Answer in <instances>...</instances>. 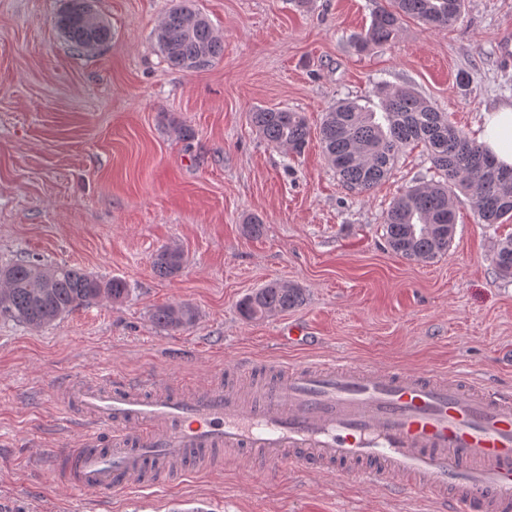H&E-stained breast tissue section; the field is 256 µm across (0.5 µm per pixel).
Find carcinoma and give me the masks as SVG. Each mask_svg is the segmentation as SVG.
<instances>
[{
	"mask_svg": "<svg viewBox=\"0 0 512 512\" xmlns=\"http://www.w3.org/2000/svg\"><path fill=\"white\" fill-rule=\"evenodd\" d=\"M93 0H69L57 17V27L78 52L106 45L111 28L91 26L85 13ZM465 0H391V6L374 13L367 30L355 42L357 51L390 41L405 17L431 28L447 27L461 16ZM157 43L173 67L197 71L219 60L224 43L195 0H178L155 33ZM382 112L377 114L353 101H342L324 113L318 138L331 168L340 181L358 194L365 193L390 174L404 148L421 143L432 168L441 179L412 186L387 210L383 230L389 248L407 260H434L445 254L456 230L458 193L470 195L480 224H500L512 219V168L498 165L481 145L454 126L445 112L409 86L377 87ZM252 126L275 147L299 154L307 145L311 128L300 112L261 108L249 114ZM499 276L512 281V236L501 240L493 253ZM183 255L162 247L152 255V267L164 278L179 273ZM14 287L0 297V317L34 328L47 326L73 310L102 299L118 302L128 292L117 277L95 278L71 265H45L23 257L0 268ZM302 289L271 282L239 302L241 315L260 320L303 303ZM152 320L163 329H180L196 320L185 303L159 306Z\"/></svg>",
	"mask_w": 512,
	"mask_h": 512,
	"instance_id": "obj_1",
	"label": "carcinoma"
}]
</instances>
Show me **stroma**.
<instances>
[{
	"mask_svg": "<svg viewBox=\"0 0 512 512\" xmlns=\"http://www.w3.org/2000/svg\"><path fill=\"white\" fill-rule=\"evenodd\" d=\"M387 0H196L224 40L201 71L172 68L155 31L173 0H96L112 39L74 52L56 25L68 0H0V265L32 255L126 281L101 300L32 329L0 319V512H437L356 475H313L224 455L219 468L103 501L52 483L42 457L75 445L60 393L73 377L134 382L177 373L176 391L232 383L241 360L269 377L331 355L362 364L464 375L512 388V282L492 256L512 220L480 224L459 195L456 233L432 261L395 255L383 237L391 202L428 176L423 146L389 178L350 192L318 136L302 154L269 145L258 108L303 113L318 128L336 101L377 109L376 84L409 85L469 135L512 103V0H467L455 24L404 18L387 43L353 41ZM468 86H460V74ZM190 129V138L178 128ZM264 224L245 234L246 217ZM182 252L173 277L151 263ZM271 281L302 306L247 321L246 295ZM187 303L195 323L157 327L153 310ZM295 324L312 341L281 345ZM183 266V255L176 249L162 247L152 255V267L160 277H172Z\"/></svg>",
	"mask_w": 512,
	"mask_h": 512,
	"instance_id": "1",
	"label": "stroma"
}]
</instances>
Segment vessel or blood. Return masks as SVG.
Instances as JSON below:
<instances>
[{
    "label": "vessel or blood",
    "mask_w": 512,
    "mask_h": 512,
    "mask_svg": "<svg viewBox=\"0 0 512 512\" xmlns=\"http://www.w3.org/2000/svg\"><path fill=\"white\" fill-rule=\"evenodd\" d=\"M239 383H69L63 400L81 430L55 480L105 495L189 476L219 452L330 472L370 488L400 487L450 512H512V391L471 378L334 358L268 382L242 364Z\"/></svg>",
    "instance_id": "b4317fda"
}]
</instances>
